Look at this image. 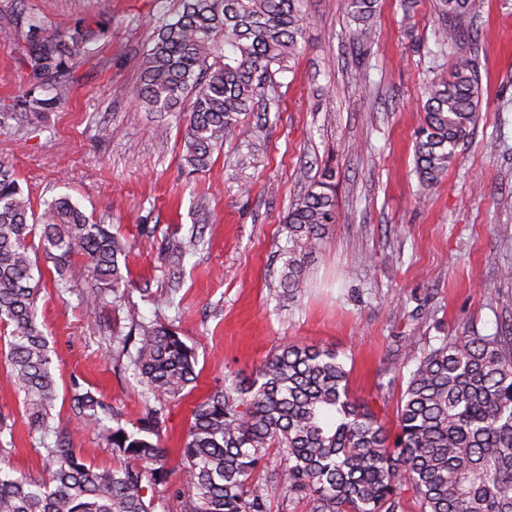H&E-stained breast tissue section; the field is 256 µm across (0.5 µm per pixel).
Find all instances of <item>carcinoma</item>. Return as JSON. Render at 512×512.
<instances>
[{"label": "carcinoma", "instance_id": "obj_1", "mask_svg": "<svg viewBox=\"0 0 512 512\" xmlns=\"http://www.w3.org/2000/svg\"><path fill=\"white\" fill-rule=\"evenodd\" d=\"M303 3L179 0L177 18L159 25L133 96L150 112L186 117V167L205 171L218 147L252 137L251 118L269 120L278 104L265 90L300 53ZM479 7V0H435V43L446 51L473 37ZM342 8L355 23L353 45L370 49L378 0H342ZM22 27L31 90L0 113V126L56 109L68 63L89 42L79 29L49 30L43 18L25 13L24 0H12L8 12L0 10V43H10ZM482 95L478 62L466 53L456 54L450 73L428 83L415 143L422 186H435L468 143ZM335 177L324 169L288 209L278 278L285 301L307 287L308 259L338 223ZM36 247L53 262L59 294L85 285L81 302L89 316L99 317L106 306L129 314L134 307L125 272L129 243L67 196L35 214L1 162L0 328L8 332L7 377L23 392L28 422L44 439L49 476L40 482L14 475L12 441L0 440V512H270L274 492L286 502L308 499L311 512H402L407 490L419 512H512V324L493 335L473 325L459 336H438L419 356L404 341L396 355L414 367L393 431L368 403L351 397L349 373L336 352L286 344L251 376L194 407L174 479L160 430L166 403L181 398L197 378V354L171 327L134 320L131 365L145 410L132 428L115 414V425L106 426L104 403L73 386L75 416L101 429L112 454L128 460L93 470L54 424L57 383L50 343L37 321ZM186 249L182 238L164 239L162 251L173 262Z\"/></svg>", "mask_w": 512, "mask_h": 512}]
</instances>
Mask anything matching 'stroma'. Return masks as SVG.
Segmentation results:
<instances>
[{
	"label": "stroma",
	"instance_id": "1",
	"mask_svg": "<svg viewBox=\"0 0 512 512\" xmlns=\"http://www.w3.org/2000/svg\"><path fill=\"white\" fill-rule=\"evenodd\" d=\"M340 0H306L302 50L280 75V105L259 132L254 166L240 173L236 145L213 154L211 167L182 166L184 125L166 122L133 101L144 53L159 20L177 0H25L27 12L92 32L63 79L65 99L22 128H0L8 163L35 210L70 196L95 223L111 225L132 249L127 266L140 316L175 327L198 353L192 392L169 403L161 446L170 465L193 408L235 372L250 375L280 345L297 342L340 353L354 398L393 423L410 363L394 357L398 340L423 352L435 337L474 325L485 334L512 322V0H483L474 40L482 78L481 120L448 174L422 190L413 172L428 82L448 71L434 43V0H417L404 18L400 0H379L376 37L367 55L349 40ZM24 33L0 46V112L31 85ZM366 82L353 78L356 68ZM169 124L167 138L157 129ZM336 171L339 222L310 263L309 286L293 303L276 296L288 208L324 168ZM249 191H242V182ZM155 234L146 237L144 226ZM200 242L169 277L162 239ZM37 320L53 349L55 415L88 465L116 466L97 429L70 409L73 384L91 391L123 422L141 415L140 387L128 356L118 354L100 322L128 329L125 314L83 311L82 285L58 294L54 269ZM0 419L11 429L17 473L47 478L40 434L0 360Z\"/></svg>",
	"mask_w": 512,
	"mask_h": 512
}]
</instances>
